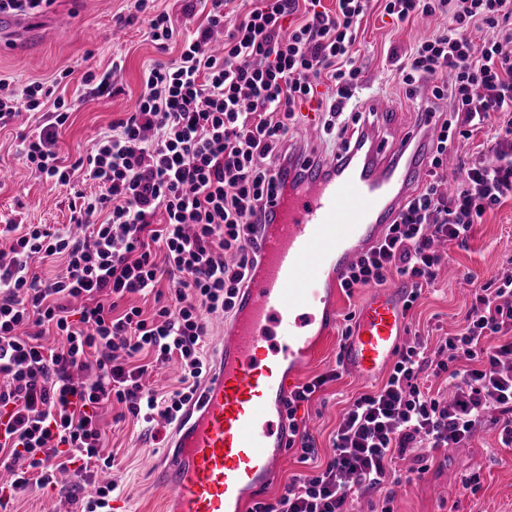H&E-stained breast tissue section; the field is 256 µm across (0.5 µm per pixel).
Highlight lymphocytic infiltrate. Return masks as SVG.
<instances>
[{"label": "lymphocytic infiltrate", "mask_w": 512, "mask_h": 512, "mask_svg": "<svg viewBox=\"0 0 512 512\" xmlns=\"http://www.w3.org/2000/svg\"><path fill=\"white\" fill-rule=\"evenodd\" d=\"M210 2L179 57L145 72L135 111L85 157L66 167L56 150L69 118L61 100L20 137L36 173L73 188L70 221L84 233L13 220L0 229V468L11 474L0 506L56 487L73 465L90 490L84 512H108L121 487L95 481L111 465L101 409L116 405L149 425L177 421L211 363L207 317L234 311L258 259L267 203L287 185L274 163L297 108L326 86L322 130H348L344 109L361 74L353 47L370 0H336L332 12L321 0H251L217 52L208 45L224 29L226 3ZM297 11L302 20L284 30ZM383 11L401 23L447 19L397 64L407 94L428 83L444 109L425 185L340 286L350 295L395 272L410 280L413 303L438 277L437 243L466 241L488 209L512 197V0H384ZM43 95L37 82L19 91L0 83V125L40 109ZM494 120L492 153L472 159L445 192L449 147ZM49 258L61 260V272L39 276L35 264ZM134 295L153 297L152 310L128 304ZM170 365L177 386L151 388L150 376ZM340 375L331 369L284 401L288 445L300 447L301 460L316 448L297 410ZM441 375L450 397L427 384ZM490 415L512 444L511 266L475 291L456 335L432 350L411 337L386 381L349 402L327 460L249 512H349L355 496L421 476L426 450L461 447Z\"/></svg>", "instance_id": "1"}]
</instances>
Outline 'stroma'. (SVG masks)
<instances>
[{
  "instance_id": "35a3bbf8",
  "label": "stroma",
  "mask_w": 512,
  "mask_h": 512,
  "mask_svg": "<svg viewBox=\"0 0 512 512\" xmlns=\"http://www.w3.org/2000/svg\"><path fill=\"white\" fill-rule=\"evenodd\" d=\"M142 18L135 0H80L76 5L71 0H52L42 13L26 17L25 28L7 33L14 49L0 52V81L13 87L43 83L54 97L71 106L57 144L65 163L84 155L101 131L134 110L146 70L179 56L180 42L157 46L147 37ZM446 26L443 18L395 22L383 15L378 0H373L363 18L355 45L363 69L360 96L365 101L393 102L395 110L385 122L389 133L417 125L423 112L432 108L426 96L407 97L394 77L389 54L408 53L418 41ZM116 30L121 32V40H113ZM116 58L121 59L123 68L113 91L85 93L82 73L103 72ZM34 121L33 115L24 113L0 127V169L10 173L9 178L0 179V225L20 220L60 228L70 222L69 190L39 177L17 152L20 134ZM445 251L451 275L425 288L408 313V329L418 332L431 348L456 333L476 286L493 280L512 260V199L487 210L465 244L448 243ZM469 270L475 281L464 279ZM366 388V382L347 372L298 409V425L315 440L319 460H326L332 451L347 403ZM102 425L104 452L114 456L113 476L124 488L112 502L113 512H164L170 490L154 482L152 473L166 449L167 435H154L129 420L114 422L109 410L102 413ZM473 474L480 477L476 491L466 486ZM75 481L73 472L62 473L55 491L9 502L6 510L69 512L66 496ZM387 490L392 512H512V447H504L496 429H482L463 447L439 454L421 478L408 484H388Z\"/></svg>"
}]
</instances>
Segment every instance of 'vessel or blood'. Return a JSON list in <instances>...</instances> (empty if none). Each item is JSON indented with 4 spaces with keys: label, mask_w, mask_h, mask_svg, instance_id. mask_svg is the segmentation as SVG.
Segmentation results:
<instances>
[{
    "label": "vessel or blood",
    "mask_w": 512,
    "mask_h": 512,
    "mask_svg": "<svg viewBox=\"0 0 512 512\" xmlns=\"http://www.w3.org/2000/svg\"><path fill=\"white\" fill-rule=\"evenodd\" d=\"M357 142L332 155L288 151L297 189L279 191L262 224L259 258L242 289L214 368L170 433L158 475L171 512H244L266 489L287 452L281 408L315 336L333 332L335 303L323 302L322 277L340 279L363 248L377 243L413 195L431 140L411 129L389 140V101L367 104ZM406 284L372 289L342 346L345 369L372 381L405 334Z\"/></svg>",
    "instance_id": "1"
}]
</instances>
